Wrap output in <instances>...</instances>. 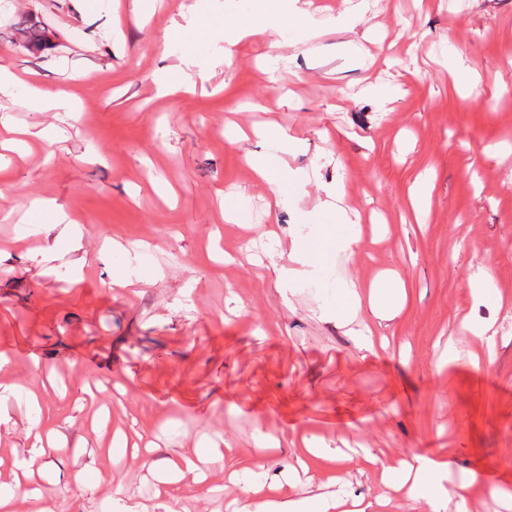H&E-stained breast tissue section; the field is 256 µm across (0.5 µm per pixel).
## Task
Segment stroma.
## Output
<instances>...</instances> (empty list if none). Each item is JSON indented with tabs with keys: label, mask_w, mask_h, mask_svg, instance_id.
Instances as JSON below:
<instances>
[{
	"label": "stroma",
	"mask_w": 512,
	"mask_h": 512,
	"mask_svg": "<svg viewBox=\"0 0 512 512\" xmlns=\"http://www.w3.org/2000/svg\"><path fill=\"white\" fill-rule=\"evenodd\" d=\"M368 2L352 26L346 0H304L314 35L229 47L211 31L278 0H14L0 14V66L19 81L0 94V121L19 132L0 151V481L31 450L33 392L43 428L68 436L40 481L52 512H165L173 497L179 512H227L241 494L218 470L157 495L138 460L100 449L103 407L108 430L164 454L224 443L225 468L254 460L258 434L277 437L269 483L305 445L343 449L297 497L341 475L375 499L385 489L364 453L415 452L450 462L472 512L493 497L512 512V0ZM26 14L52 50L20 45ZM353 42L373 65L347 54ZM454 47L470 75L449 68ZM249 153L274 162L287 206L253 181ZM422 175L419 223L407 199ZM339 190L360 223L318 212ZM296 246L321 260L317 275L282 277ZM480 269L493 287L475 304ZM131 270L134 286L113 287ZM387 277L395 314L367 350L328 314L349 281ZM468 307L494 348L461 337Z\"/></svg>",
	"instance_id": "1"
}]
</instances>
